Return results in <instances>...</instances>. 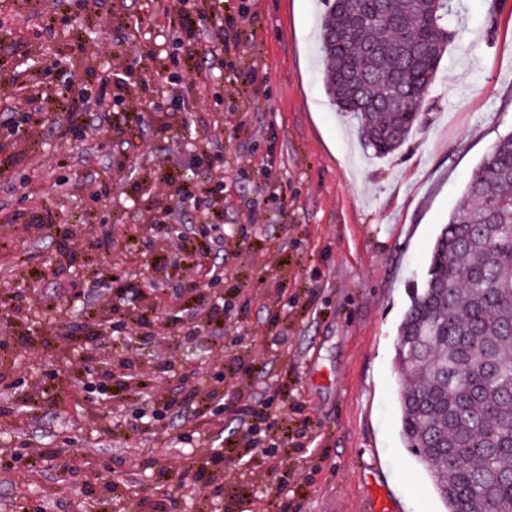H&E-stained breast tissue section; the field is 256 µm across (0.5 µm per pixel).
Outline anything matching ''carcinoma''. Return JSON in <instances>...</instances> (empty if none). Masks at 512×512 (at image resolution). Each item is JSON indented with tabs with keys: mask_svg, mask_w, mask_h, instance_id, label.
<instances>
[{
	"mask_svg": "<svg viewBox=\"0 0 512 512\" xmlns=\"http://www.w3.org/2000/svg\"><path fill=\"white\" fill-rule=\"evenodd\" d=\"M454 0L330 3L320 28L325 90L357 121L365 147L398 150L421 117L386 107L397 87L428 95L448 44ZM358 14L372 17L362 32ZM401 433L447 512H501L512 503V134L469 179L438 236L428 279L398 328Z\"/></svg>",
	"mask_w": 512,
	"mask_h": 512,
	"instance_id": "obj_1",
	"label": "carcinoma"
}]
</instances>
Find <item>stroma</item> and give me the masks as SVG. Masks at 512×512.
Segmentation results:
<instances>
[{"instance_id":"1","label":"stroma","mask_w":512,"mask_h":512,"mask_svg":"<svg viewBox=\"0 0 512 512\" xmlns=\"http://www.w3.org/2000/svg\"><path fill=\"white\" fill-rule=\"evenodd\" d=\"M461 24L423 105V125L389 157L361 143L351 119L330 102L316 30L324 0H188L206 9L248 15L238 49L209 54L219 40L202 25L204 52L195 65L201 88L187 91L176 24L132 28L131 18L160 11L158 0H112L108 15H84L81 27L57 22L34 44L56 48L89 80L107 65L125 66L136 41L151 49L140 62L156 99L187 95L193 115L144 108L87 141L50 129L15 141L0 114V288L41 307H75L84 325L118 322L101 294L111 289V257L92 250L91 265L54 264L63 239L29 230L23 212L61 213L69 231L88 221L114 227L120 250L139 256L162 289L159 309L190 319L197 301L185 293L207 234L216 277L205 287L223 299L224 357L210 364L211 412L222 427L193 436L169 411L141 394L116 399L91 392L97 374L121 350V331L83 344L63 340L45 318L0 300V454L13 463L0 477V512H131L133 502L167 494L172 512H372L385 486L396 512H444L414 452L401 438L394 355L397 327L411 295L424 288L431 252L476 167L512 132V0H461ZM109 46L111 57H85L80 44ZM180 129L175 143L160 124ZM222 158L202 175L201 198L221 183V208L203 231L195 208L178 215L151 188L158 175L181 179L196 147ZM109 183L94 206L78 183ZM183 224L178 257L150 242L152 221ZM274 414L264 425L241 415L237 390ZM82 449L78 469L60 476L59 459ZM215 451L224 456L221 493L201 494L180 479ZM279 468H272V461Z\"/></svg>"}]
</instances>
